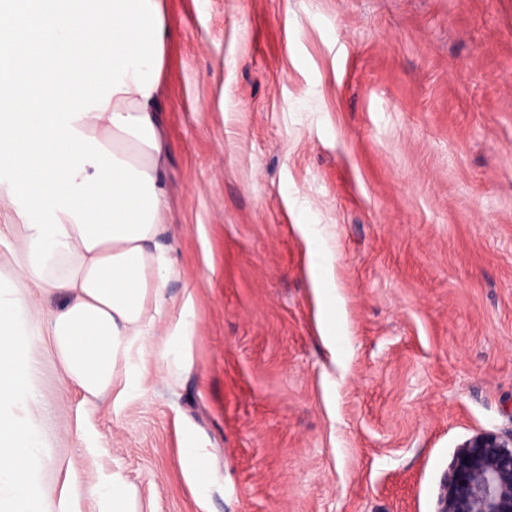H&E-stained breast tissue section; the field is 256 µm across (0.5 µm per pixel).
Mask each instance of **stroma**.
<instances>
[{"instance_id":"1","label":"stroma","mask_w":512,"mask_h":512,"mask_svg":"<svg viewBox=\"0 0 512 512\" xmlns=\"http://www.w3.org/2000/svg\"><path fill=\"white\" fill-rule=\"evenodd\" d=\"M153 104L175 260L136 393L82 403L44 322L43 512H438L460 445L512 430V0H162ZM335 257L319 332L308 243ZM179 380L160 355L185 299ZM206 449L197 496L178 450ZM316 224H303L300 229L309 243L310 269L314 288L320 302L323 337L330 348H335L339 336L338 314L341 300L336 292L334 255L326 247L322 232ZM103 512H136L135 491L118 473L113 474L112 483L105 487Z\"/></svg>"}]
</instances>
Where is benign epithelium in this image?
Instances as JSON below:
<instances>
[{"label":"benign epithelium","instance_id":"benign-epithelium-1","mask_svg":"<svg viewBox=\"0 0 512 512\" xmlns=\"http://www.w3.org/2000/svg\"><path fill=\"white\" fill-rule=\"evenodd\" d=\"M439 512H512V432L483 431L462 444Z\"/></svg>","mask_w":512,"mask_h":512}]
</instances>
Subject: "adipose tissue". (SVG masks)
Wrapping results in <instances>:
<instances>
[{"instance_id": "1", "label": "adipose tissue", "mask_w": 512, "mask_h": 512, "mask_svg": "<svg viewBox=\"0 0 512 512\" xmlns=\"http://www.w3.org/2000/svg\"><path fill=\"white\" fill-rule=\"evenodd\" d=\"M166 39L161 0H7L0 9V208L20 282L0 289V512H42L37 397L19 340L39 311L24 289L62 296L46 332L84 401L129 394L147 369L132 352L176 272L159 244L167 151L151 109ZM301 231L332 347L335 258L317 225ZM196 332L188 300L161 354L170 379Z\"/></svg>"}]
</instances>
